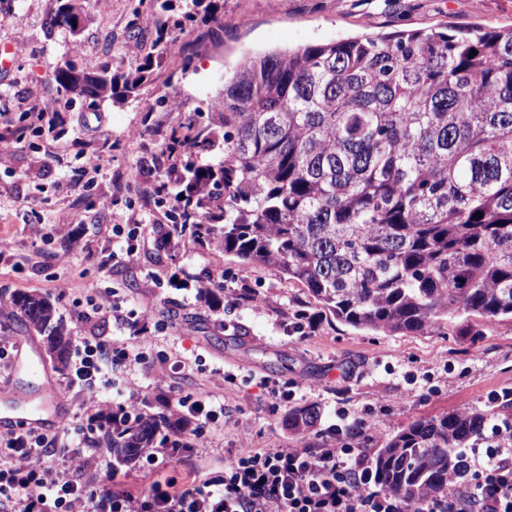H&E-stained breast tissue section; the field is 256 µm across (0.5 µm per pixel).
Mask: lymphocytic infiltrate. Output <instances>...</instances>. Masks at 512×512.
Instances as JSON below:
<instances>
[{
  "mask_svg": "<svg viewBox=\"0 0 512 512\" xmlns=\"http://www.w3.org/2000/svg\"><path fill=\"white\" fill-rule=\"evenodd\" d=\"M125 246L110 249L101 265L133 261L148 243V227L129 218L111 225ZM142 353L118 347L96 335L83 337L70 372V386L94 396L113 365L143 364ZM188 422L181 448L140 449L135 461L140 484L114 487L95 476L94 460L79 457V475L50 463L47 436L19 426L0 433V502L10 512H512V419H501L477 439L457 449L461 470L449 478L447 496L418 501L379 488L372 449L356 445V423L346 408L335 412L323 442L302 448H243L226 457L223 471L202 484L159 479L161 469L181 452L194 451L207 424L224 413L222 402L208 395L178 401Z\"/></svg>",
  "mask_w": 512,
  "mask_h": 512,
  "instance_id": "1",
  "label": "lymphocytic infiltrate"
}]
</instances>
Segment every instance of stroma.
Wrapping results in <instances>:
<instances>
[{
    "instance_id": "stroma-1",
    "label": "stroma",
    "mask_w": 512,
    "mask_h": 512,
    "mask_svg": "<svg viewBox=\"0 0 512 512\" xmlns=\"http://www.w3.org/2000/svg\"><path fill=\"white\" fill-rule=\"evenodd\" d=\"M94 0L79 34L50 27L58 0H0V47L11 46L8 68L0 69V113H10V136L19 149L0 162V295L36 291L54 303L71 350H78V311L110 294L137 324L99 319L96 333L142 351V367L116 366L113 385L99 387L97 406L144 407L158 392L170 399L206 393L224 401V415L208 426L193 454L163 470L166 478L190 472L204 481L223 470L231 451L295 448L318 442L321 429L335 420L338 407L365 419L364 441L379 449L414 420L454 411L481 409L490 420L506 411L494 394L512 390V321L477 319V344L458 336L453 323L429 334L382 336L326 315L307 291L260 264L193 241L177 249L141 247L133 262L100 266L71 248L80 236L87 250L103 244L100 227L125 218H164L166 206L152 193L169 182L161 154L170 136H183L185 118L197 127L217 123L224 79L247 56L337 41L363 33L420 28L512 29V0ZM24 28V49H14V30ZM161 55L137 95L121 102L68 97L54 80L72 63L93 74L109 67L122 75L148 56ZM59 99L56 126L43 136L24 131L22 111L29 93ZM63 144L60 161L48 167L40 147L45 138ZM95 151L105 166L93 187L65 196L56 187L78 168L81 155ZM109 201L102 212L100 201ZM86 213L84 229L63 223L68 210ZM247 276L252 302L223 301L208 306L199 291L220 275L235 287ZM68 278L62 299L57 278ZM304 310L316 324L307 335L288 330L289 318ZM30 347L51 389L66 402L57 444L86 425L83 394L68 389V368L51 359L35 333L19 331L0 314V338ZM233 371L235 382L224 380ZM269 380L294 391L291 402L272 408L260 387ZM317 406L314 429L300 436L289 429L294 409Z\"/></svg>"
}]
</instances>
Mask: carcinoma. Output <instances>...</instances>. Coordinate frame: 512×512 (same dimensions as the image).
<instances>
[{
    "instance_id": "carcinoma-1",
    "label": "carcinoma",
    "mask_w": 512,
    "mask_h": 512,
    "mask_svg": "<svg viewBox=\"0 0 512 512\" xmlns=\"http://www.w3.org/2000/svg\"><path fill=\"white\" fill-rule=\"evenodd\" d=\"M476 55H471V52ZM153 60L116 78L101 71L64 91L102 101L137 91ZM224 148L176 180L177 237L260 263L304 287L316 306L358 329L427 334L463 318L512 319V29L435 28L363 35L247 56L224 81ZM215 145V131L171 137L161 154ZM482 217H477L476 212ZM18 328L67 362L63 321L38 293L13 295ZM313 407L288 415L304 434ZM487 422L480 410L411 422L375 455L388 492L448 491L455 448ZM180 421L133 413L94 444L171 446Z\"/></svg>"
}]
</instances>
